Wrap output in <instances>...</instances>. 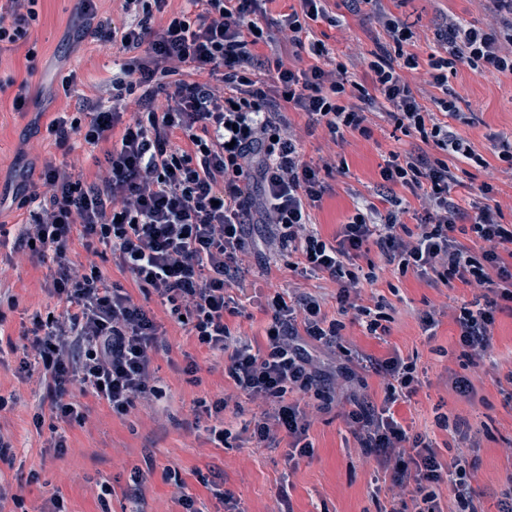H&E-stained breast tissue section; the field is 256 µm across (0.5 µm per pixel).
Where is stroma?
I'll list each match as a JSON object with an SVG mask.
<instances>
[{"label": "stroma", "mask_w": 512, "mask_h": 512, "mask_svg": "<svg viewBox=\"0 0 512 512\" xmlns=\"http://www.w3.org/2000/svg\"><path fill=\"white\" fill-rule=\"evenodd\" d=\"M77 6L78 0H40L39 20L30 29L29 44L0 53V197L5 200L0 225L10 232L26 219L11 199L39 184L45 160L67 163L88 179L97 172L91 146L80 142L66 153L55 147L45 131L58 113L74 112L78 101L101 97L113 69L123 60L110 43L81 34ZM382 6L413 23L414 51L423 61L434 49L433 32L443 18L455 17L485 29L496 24L489 0H383ZM330 12L341 19V26L321 21L314 24L315 33L325 34L326 44L351 64L358 81L370 83L367 64L382 37L375 15L354 10L351 0H331ZM32 46L38 56L36 69L30 72L25 56ZM69 74L75 80L66 90L61 79ZM22 80L28 85L29 102L18 112L12 102L15 84ZM448 83L457 111L467 117L466 122H452L453 131L490 162L486 169L466 165L451 195L464 207L479 185L493 181L502 221L512 224V168L494 155L495 143L512 137V76L477 74L462 64L449 75ZM286 115L302 134L305 160L318 161L332 150L347 165L345 172L326 177L327 189L313 211L315 227L327 240L348 222L357 201L379 203L380 170L389 152L418 146L415 137L396 131L383 118L377 119L371 138L349 133L343 141L332 143L323 131L307 132V118L301 112L290 109ZM247 237L252 247L244 260L246 272L233 291L243 310L228 317L232 329L260 342L267 319L264 305L277 291L296 300L316 296L324 311L335 314L338 282L304 278L279 262L267 225H248ZM6 256L12 257L13 264L0 276V288L9 292L8 299L0 301V337L11 340L17 350L0 358V395L14 399L0 411V426L12 436L16 454L13 465L0 464V486L20 495L15 512H48L55 495L63 498L67 512H101L98 494L103 484L112 487L111 512H182L177 502L181 492L196 500L200 512H225L214 495L219 486L232 495L240 512H273L281 496L289 500L292 512H393L409 499V490L393 485L375 460L359 454L341 415V403L357 390L374 404L382 403L383 385L374 373L364 372L362 388L337 379V405L332 410L320 411L312 400H302L310 416L314 455L299 465L288 462L286 436H278L267 447L251 439L245 425L261 408L247 399L241 402L242 413L226 411L224 422L233 436L218 448L207 432L212 418L196 410L194 402L231 395L235 389L224 375L222 361L200 347L186 327L171 321L165 324L169 350L155 355L152 363L162 381V396L125 416L113 413L105 401L83 396L88 416L83 424L65 426L68 447L63 455H56L48 446L56 420L45 406L42 373L35 368L20 375L16 367L25 345L21 332L32 315L56 313L62 306L48 291L46 265L9 245L0 247V257ZM368 258L376 266L377 280L360 282L361 295L366 300L380 295L388 302L389 334L374 338L365 335L358 323L346 322L343 347L308 343L316 367L335 377L338 365L359 367L364 355L386 358L396 353L415 362L423 386L396 404V418L413 431L427 434L440 455L452 448L464 451L469 461L466 479L483 512H499L502 493L512 481V401L501 390L512 371V309L495 316L491 357L477 366L467 364L460 356L453 316L480 294V287L458 283L434 288L414 273L399 274L378 250H371ZM432 308L441 316L428 334L418 314ZM188 355L198 365L193 383L181 372ZM460 377L471 381L469 395L456 391L454 383ZM37 413L42 416L38 426L33 423ZM441 413L456 421V428L438 427L436 417ZM137 471L143 474L141 497L133 500L127 491ZM178 480L183 483L179 489L174 486Z\"/></svg>", "instance_id": "35a3bbf8"}]
</instances>
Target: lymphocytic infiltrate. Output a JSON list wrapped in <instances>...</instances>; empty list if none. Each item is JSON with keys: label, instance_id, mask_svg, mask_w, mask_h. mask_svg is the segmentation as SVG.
Returning <instances> with one entry per match:
<instances>
[{"label": "lymphocytic infiltrate", "instance_id": "f902f5d3", "mask_svg": "<svg viewBox=\"0 0 512 512\" xmlns=\"http://www.w3.org/2000/svg\"><path fill=\"white\" fill-rule=\"evenodd\" d=\"M38 2L8 0L7 10H0V51L27 38L39 18ZM79 2L88 34H106L126 59L112 76L111 99L87 101L79 115H60L47 127L67 152L78 134L88 145H105L106 176L89 181L49 160L41 173L43 190L19 201L31 220L21 225L17 242L49 263L52 293L63 309L50 319L33 316L34 358L20 360L18 370L41 369L57 420L84 423L85 408L72 397L76 390L105 401L120 416L162 394L150 370L163 346L161 322L125 288L108 282L96 263L75 266L71 246L77 238L89 253L108 249L118 268L156 295L171 318H184L200 345L226 355L225 372L236 391L265 406L254 422L255 440L266 444L275 432H285L292 461L314 451L299 397L318 400L323 410L335 402L324 375L311 366L305 340L340 343L341 317L348 313L371 335L389 332L384 301L371 307L357 302L359 281L377 279L375 272L361 278L355 271L371 248L399 273L414 272L431 285L483 287L482 298L461 307L456 323L462 357H484L496 312L501 303H512V227L502 224L498 205L489 202L493 184L479 186L476 217L468 226L450 196L457 160L483 168L488 162L449 125L463 115L448 75L461 64L478 73L491 68L512 74V52L503 48L512 44V0H491L499 27L457 22L437 29L438 49L424 64L413 51L411 24L383 10L381 0H354L377 14L384 38L369 63L368 86L354 80L345 63L323 65L330 50L312 24L328 19L327 0H299V9L271 21L264 0H187V8L168 13L159 28L153 19L167 13L168 0H119L121 23L112 28L97 19L100 0ZM261 45L273 63L264 75L254 69V50ZM287 45L306 52L310 64L287 65L281 56ZM421 82L442 91L436 110L419 102ZM129 97L138 111L127 122L122 108ZM378 105L395 129L423 144L417 151L391 152L381 177L420 190L425 218L409 228L402 199L386 195L381 205L357 206L335 240L325 241L312 211L336 159L303 161L283 111L303 112L309 128L325 127L335 141L348 131L371 137L369 116ZM431 147L440 150L439 158L429 157ZM254 212L279 228L288 268L340 284L335 318L316 297L296 302L276 293L268 303L265 343L257 347L225 321L239 312L232 290L241 281L245 223ZM366 366L384 381L383 403L355 398L343 413L362 454L385 465L394 485L412 488L413 512H437L433 487L444 480L461 512H481L466 481V459H441L432 441L410 434L394 416L393 406L421 386L415 363L396 354L367 358Z\"/></svg>", "mask_w": 512, "mask_h": 512}]
</instances>
